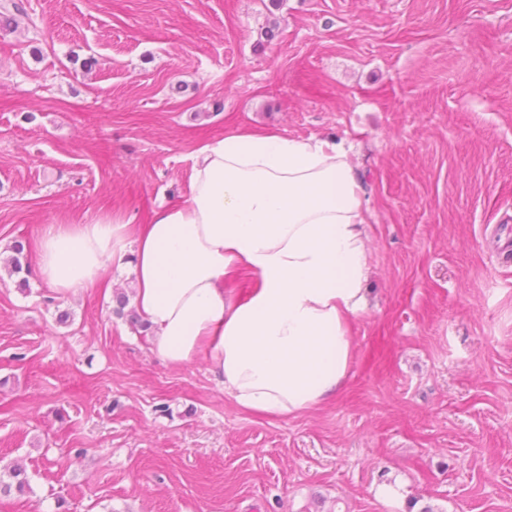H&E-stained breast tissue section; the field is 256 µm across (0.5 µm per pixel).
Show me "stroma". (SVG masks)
Segmentation results:
<instances>
[{"label": "stroma", "mask_w": 512, "mask_h": 512, "mask_svg": "<svg viewBox=\"0 0 512 512\" xmlns=\"http://www.w3.org/2000/svg\"><path fill=\"white\" fill-rule=\"evenodd\" d=\"M350 147L369 309L337 397L241 409L109 293L0 269V512H512V0H0V244L144 221L232 129ZM67 323H58L61 311ZM5 477L7 480H5ZM31 489L26 470L20 465L9 467L3 474L0 472V493L9 494L15 490L19 494Z\"/></svg>", "instance_id": "1"}]
</instances>
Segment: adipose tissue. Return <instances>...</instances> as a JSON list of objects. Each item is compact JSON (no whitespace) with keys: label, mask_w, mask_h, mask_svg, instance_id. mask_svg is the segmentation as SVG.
Listing matches in <instances>:
<instances>
[{"label":"adipose tissue","mask_w":512,"mask_h":512,"mask_svg":"<svg viewBox=\"0 0 512 512\" xmlns=\"http://www.w3.org/2000/svg\"><path fill=\"white\" fill-rule=\"evenodd\" d=\"M366 224L343 144L231 130L196 151L181 203L135 230L109 214L49 225L36 263L63 298L131 267L153 353L206 361L237 405L287 418L345 384L367 309ZM243 270L256 280L244 298L224 288Z\"/></svg>","instance_id":"1"}]
</instances>
